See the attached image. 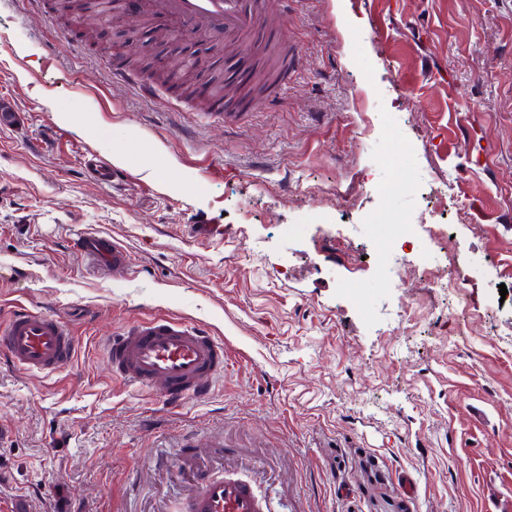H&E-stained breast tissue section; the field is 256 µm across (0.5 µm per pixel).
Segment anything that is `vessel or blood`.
Masks as SVG:
<instances>
[{
    "mask_svg": "<svg viewBox=\"0 0 512 512\" xmlns=\"http://www.w3.org/2000/svg\"><path fill=\"white\" fill-rule=\"evenodd\" d=\"M144 11L166 17L173 27L201 21L227 36L246 37L263 12L262 0L244 8L242 0H142ZM84 165L91 178L114 186L123 172L110 162L90 156ZM73 251L94 270L127 271L129 252L110 237L80 232ZM77 348L70 326L60 317L17 307L0 327V353L17 369L53 375L72 361ZM112 374L132 387L160 388L171 404L209 395L224 376V342L200 326L177 318H152L126 328L107 346ZM191 512H263L261 498L243 480L226 477L204 480Z\"/></svg>",
    "mask_w": 512,
    "mask_h": 512,
    "instance_id": "obj_1",
    "label": "vessel or blood"
}]
</instances>
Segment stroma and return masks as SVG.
<instances>
[{
  "label": "stroma",
  "instance_id": "1",
  "mask_svg": "<svg viewBox=\"0 0 512 512\" xmlns=\"http://www.w3.org/2000/svg\"><path fill=\"white\" fill-rule=\"evenodd\" d=\"M127 22L0 0V99L20 115L0 126V322L24 304L79 338L53 376L0 361V512H190L226 476L267 512H505L512 0H265L254 37L191 48L237 98L280 40L301 57L286 94L227 118L113 82ZM82 151L125 184H96ZM421 216L434 231L404 240L392 280L395 227ZM81 229L132 268L89 269ZM155 315L223 339L209 400L113 377L104 345Z\"/></svg>",
  "mask_w": 512,
  "mask_h": 512
}]
</instances>
